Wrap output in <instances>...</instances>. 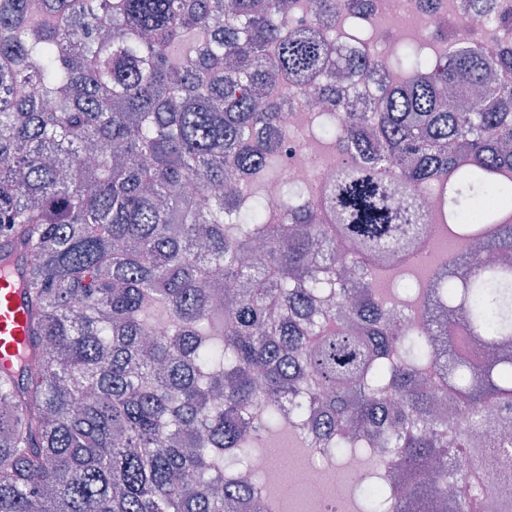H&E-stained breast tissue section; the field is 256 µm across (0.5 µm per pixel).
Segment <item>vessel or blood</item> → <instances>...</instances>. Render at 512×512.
I'll return each mask as SVG.
<instances>
[{"mask_svg": "<svg viewBox=\"0 0 512 512\" xmlns=\"http://www.w3.org/2000/svg\"><path fill=\"white\" fill-rule=\"evenodd\" d=\"M24 271L15 268L11 277L0 276V362L18 355L27 325L26 298L21 286Z\"/></svg>", "mask_w": 512, "mask_h": 512, "instance_id": "vessel-or-blood-1", "label": "vessel or blood"}]
</instances>
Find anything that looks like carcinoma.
<instances>
[{"mask_svg":"<svg viewBox=\"0 0 512 512\" xmlns=\"http://www.w3.org/2000/svg\"><path fill=\"white\" fill-rule=\"evenodd\" d=\"M359 0H0V263L24 260L26 365H0V512H241L261 434L377 458L368 512H512V49L464 0L437 56L317 126L336 170L269 215L288 96L336 68ZM236 158L243 191L201 208ZM445 265L378 287L428 229ZM485 196L476 216L469 202ZM166 326L162 336L152 334Z\"/></svg>","mask_w":512,"mask_h":512,"instance_id":"cac0c4a2","label":"carcinoma"}]
</instances>
